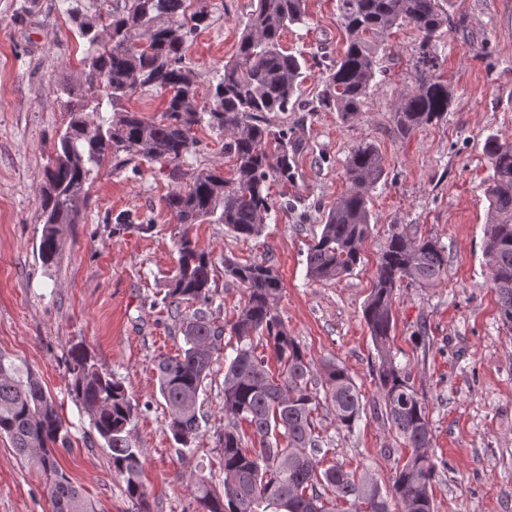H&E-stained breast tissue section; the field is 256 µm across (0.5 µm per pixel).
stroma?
<instances>
[{
    "label": "stroma",
    "instance_id": "1",
    "mask_svg": "<svg viewBox=\"0 0 512 512\" xmlns=\"http://www.w3.org/2000/svg\"><path fill=\"white\" fill-rule=\"evenodd\" d=\"M0 0V350L41 378L70 427L73 448L60 463L93 501L96 512H139L113 479L105 448L71 394L68 354L82 344L104 371L122 380L138 411L134 438L142 448L150 512H193L191 479H220L219 434L224 429V362L216 360L200 395L207 418L190 453L169 433L157 391L154 361L183 344L163 303L177 260L176 223L164 206L174 188L157 166L133 160L106 165L95 176L80 223L64 227L51 266L38 256L42 233L40 177L69 116L56 89L83 78L85 42L67 0ZM450 21L438 48L440 70L454 95L449 112L409 138L396 134L394 109L416 87L417 33L394 31L378 53L377 74L361 114L342 122L337 112L271 113L305 144L293 182L272 184L275 202L260 237L245 239L221 224L190 231L213 271L215 325L232 321L242 296L224 273L225 259L271 260L284 285L280 315L314 363L333 359L349 371L365 410L354 432L337 428L329 410L319 425L331 441L321 467L361 466L387 485L396 440L372 410L378 362L362 310L377 260L391 231L429 238L444 247L448 274L432 288H398L392 351L424 398L433 426L437 464L435 512H512V328L503 325L483 256L488 201L487 137L512 142V0H442ZM206 14L188 55L199 100H206L254 9V0H189ZM336 0H308V23L292 28L285 48L308 59L304 99H314L327 59L344 48ZM186 175L216 168L231 175L224 151L229 135L196 131ZM366 140L385 165L371 192L372 212L361 260L344 278L314 283L306 275L309 244L345 192L344 161ZM0 512H53L45 478L0 437Z\"/></svg>",
    "mask_w": 512,
    "mask_h": 512
}]
</instances>
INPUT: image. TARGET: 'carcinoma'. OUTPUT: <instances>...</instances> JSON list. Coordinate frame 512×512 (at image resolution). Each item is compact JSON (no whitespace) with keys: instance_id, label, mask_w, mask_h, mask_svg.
Segmentation results:
<instances>
[{"instance_id":"1","label":"carcinoma","mask_w":512,"mask_h":512,"mask_svg":"<svg viewBox=\"0 0 512 512\" xmlns=\"http://www.w3.org/2000/svg\"><path fill=\"white\" fill-rule=\"evenodd\" d=\"M347 33L341 55L327 67L328 76L311 110L338 112L347 122L361 112L377 75L378 50L391 31L404 24L419 36L415 66L427 73L402 94L396 128L402 139L441 120L452 90L436 74L438 46L448 17L441 0H336ZM188 0H124V7L88 18L77 8L68 13L86 40L84 80L66 84L64 102L69 121L52 146L43 168L39 256L54 263L60 235L78 224L87 204L92 174L120 154L160 164L159 172L179 183L187 154L196 144L194 129L207 126L231 140L233 174L202 170L170 192L164 206L180 226L177 265L164 300L174 312L183 346L174 357L156 360L158 393L168 414L167 428L176 444L190 448L202 430L199 396L224 329L210 319L212 263L189 236L194 224L215 221L246 239L261 235L273 203L272 181L294 180V159L301 147L284 129L269 122L271 112H286L299 103L307 61L283 48L288 29L307 23L306 0H257L234 56L211 100L198 104L190 78L188 37L206 21L187 14ZM142 87L168 95L160 119L125 111L115 119L94 121L100 113ZM491 175L487 180L489 219L484 257L499 304L501 320L512 324V143L488 137L484 143ZM347 191L336 199L321 231L306 253L307 276L313 281L342 278L361 259V246L371 224L372 188L384 175V160L375 145L354 144L344 163ZM224 271L244 287L241 305L229 333L236 338L233 354L224 358V418L220 435L221 470L215 484L204 476L191 482L195 512H434L432 494L437 471L432 458L433 430L427 408L396 363L390 341L395 326L394 296L407 283L436 286L448 271L443 247L431 239L391 234L379 255L373 287L363 319L378 354L375 378L380 400L377 418L409 454L381 487L367 472L341 464L319 469L318 455L327 454V439L317 431L319 408L330 407L341 429L351 433L361 418V394L340 364L328 360L314 378L307 353L291 335L278 311L283 281L270 262L224 260ZM183 303H196L193 311ZM268 350H258L255 337ZM280 364L269 368V358ZM72 390L99 438L109 448L112 476L125 495L147 508L141 480L142 450L133 440L135 411L122 382L98 369L81 345L69 353ZM247 424L250 432L241 429ZM0 436H6L23 459L45 476L53 512H95L82 488L61 467L57 455L71 447V434L39 375L0 352Z\"/></svg>"}]
</instances>
